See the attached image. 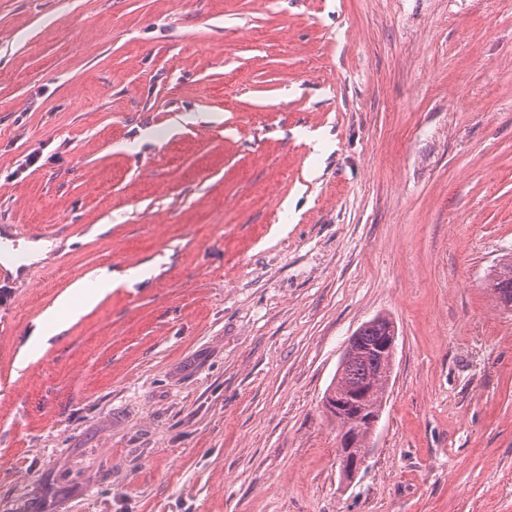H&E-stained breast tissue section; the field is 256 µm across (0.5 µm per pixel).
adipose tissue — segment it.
<instances>
[{"label": "adipose tissue", "mask_w": 512, "mask_h": 512, "mask_svg": "<svg viewBox=\"0 0 512 512\" xmlns=\"http://www.w3.org/2000/svg\"><path fill=\"white\" fill-rule=\"evenodd\" d=\"M112 275L111 273H101L94 285H86L85 283L75 284L69 291L61 295L53 308L47 310L37 323V328L27 342L24 351L32 353L42 347V345L52 336L63 331L67 324L73 319L77 311L73 307L74 300H81L84 306H94L98 301L100 292L111 289Z\"/></svg>", "instance_id": "ef3b65f1"}]
</instances>
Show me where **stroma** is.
<instances>
[{
    "label": "stroma",
    "instance_id": "obj_1",
    "mask_svg": "<svg viewBox=\"0 0 512 512\" xmlns=\"http://www.w3.org/2000/svg\"><path fill=\"white\" fill-rule=\"evenodd\" d=\"M1 224L51 248L0 279V512H512V0H0ZM491 287L504 307H512V263L503 266ZM95 286L98 290L90 291L92 287L80 282L61 295L55 306L47 310L38 321L34 335L23 349L25 354H30L41 348L50 337L59 334L66 328L70 320L78 314V310L73 308L75 298H80L86 307L94 306L98 301V294L112 288L111 273L106 271L101 273L96 279ZM391 329H394L392 323L386 318L379 317L359 328L353 335L357 336L353 344L349 350L345 351V362H340L338 367V373L342 372V374L338 378L336 374L325 394L324 402L331 390L336 395V407L347 408L363 401L364 391L361 390V386H354L358 384L366 386L370 391V397L364 404L365 409L381 408L392 372L393 359L380 350L389 352L393 356L396 336H385ZM380 336L384 337L378 342L377 346L380 349L378 350L376 343ZM349 387H351L349 391L336 393ZM355 432L346 434L344 430L339 433L338 455L345 478H353L359 472L370 451L367 442L360 443Z\"/></svg>",
    "mask_w": 512,
    "mask_h": 512
}]
</instances>
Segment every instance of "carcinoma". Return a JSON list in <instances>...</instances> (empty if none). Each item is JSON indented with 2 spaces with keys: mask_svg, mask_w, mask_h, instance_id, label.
I'll list each match as a JSON object with an SVG mask.
<instances>
[{
  "mask_svg": "<svg viewBox=\"0 0 512 512\" xmlns=\"http://www.w3.org/2000/svg\"><path fill=\"white\" fill-rule=\"evenodd\" d=\"M491 287L499 302L512 307V263L504 266L494 278ZM393 329L385 318H374L355 333V340L345 351L346 366L342 374L334 378L330 390L343 391L356 384L367 387L370 397L364 407L379 409L391 376L392 362L388 355L376 348L379 337Z\"/></svg>",
  "mask_w": 512,
  "mask_h": 512,
  "instance_id": "carcinoma-1",
  "label": "carcinoma"
}]
</instances>
